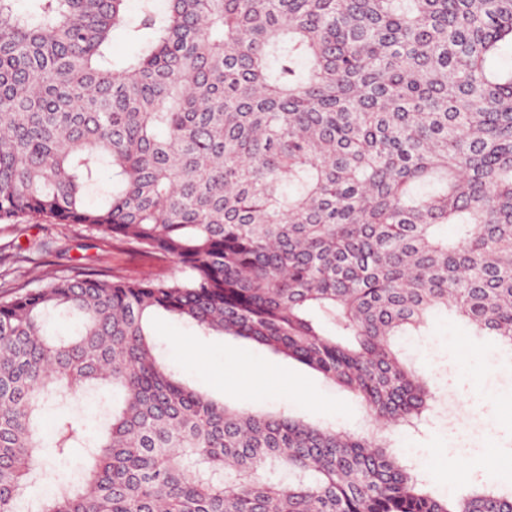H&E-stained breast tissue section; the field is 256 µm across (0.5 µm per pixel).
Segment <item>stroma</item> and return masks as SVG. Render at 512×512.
Returning <instances> with one entry per match:
<instances>
[{
	"label": "stroma",
	"mask_w": 512,
	"mask_h": 512,
	"mask_svg": "<svg viewBox=\"0 0 512 512\" xmlns=\"http://www.w3.org/2000/svg\"><path fill=\"white\" fill-rule=\"evenodd\" d=\"M176 268L171 259L144 255L80 224L40 217L0 223V294L15 284L41 287L54 274L142 278ZM152 332L168 364L229 407L273 412L285 405L312 423L356 433L370 428L359 397L294 360L246 340L196 335L166 316L154 320ZM403 346L432 369L439 387L434 413L395 432L409 458L420 460L421 477L440 495L452 488L459 463L482 482L502 481L486 459L495 455L512 465V361L488 360L492 337L468 335L443 313L431 319L428 335L408 337Z\"/></svg>",
	"instance_id": "1"
}]
</instances>
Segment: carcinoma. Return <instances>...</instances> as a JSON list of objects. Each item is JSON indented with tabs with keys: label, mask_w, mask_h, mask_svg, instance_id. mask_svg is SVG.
<instances>
[{
	"label": "carcinoma",
	"mask_w": 512,
	"mask_h": 512,
	"mask_svg": "<svg viewBox=\"0 0 512 512\" xmlns=\"http://www.w3.org/2000/svg\"><path fill=\"white\" fill-rule=\"evenodd\" d=\"M506 45L512 0H0V222L181 269L0 299V512H512L468 473L427 490L386 435L436 400L401 344L433 312L512 352ZM157 314L351 389L372 430L226 406Z\"/></svg>",
	"instance_id": "carcinoma-1"
}]
</instances>
